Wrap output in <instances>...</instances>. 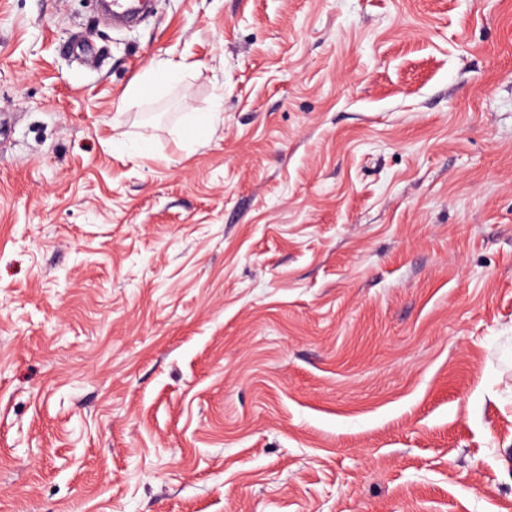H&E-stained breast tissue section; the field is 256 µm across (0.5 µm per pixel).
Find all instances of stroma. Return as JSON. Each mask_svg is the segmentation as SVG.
<instances>
[{
    "instance_id": "stroma-1",
    "label": "stroma",
    "mask_w": 512,
    "mask_h": 512,
    "mask_svg": "<svg viewBox=\"0 0 512 512\" xmlns=\"http://www.w3.org/2000/svg\"><path fill=\"white\" fill-rule=\"evenodd\" d=\"M1 110L0 512H512V0H0Z\"/></svg>"
}]
</instances>
